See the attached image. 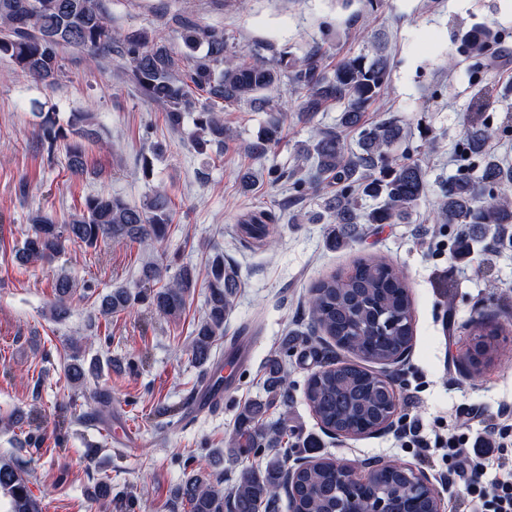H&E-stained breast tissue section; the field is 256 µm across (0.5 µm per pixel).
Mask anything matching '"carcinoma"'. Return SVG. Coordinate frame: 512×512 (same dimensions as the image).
Here are the masks:
<instances>
[{"label":"carcinoma","mask_w":512,"mask_h":512,"mask_svg":"<svg viewBox=\"0 0 512 512\" xmlns=\"http://www.w3.org/2000/svg\"><path fill=\"white\" fill-rule=\"evenodd\" d=\"M187 51L177 53L151 29L126 34L112 27L103 0H0V56L9 58L27 79L46 86L61 76V52L66 48L82 52L89 62L117 52L128 64L127 78L149 101L162 105L167 125L175 130L185 116L197 113L194 147L205 154L213 147L224 148L231 138L224 125V111L249 105L265 108L266 93L287 79L301 99L298 119L310 122L328 103L343 106L337 130L320 132L297 150L298 160L313 161L314 175L307 177L297 168L288 179V206L304 197L315 185L336 180L339 189L327 199L329 223L345 228L365 224H410L426 195V170L409 156L397 152L402 138L399 121L389 116L361 126L363 114L379 100L386 85L390 62L378 53L368 60L350 57L329 68L314 50L304 57L270 63L247 54L226 55L224 32L189 27L182 35ZM494 43L488 30H478L464 42L463 53L482 60ZM39 143L52 151L66 142L68 168L81 173L86 166L82 140H99L96 117L91 112H72L60 124L54 112H37ZM359 129L357 150L348 147L343 132ZM491 131L480 119L466 126L456 149V175L441 187L431 221L439 226L466 228L494 226L495 245L512 248V165L490 155L486 144ZM379 200L378 206L362 214L359 200ZM171 200L157 190L142 205H132L111 194L87 197L79 211L63 223L46 213L32 216V233L16 257L26 264L48 262L70 245L95 247L102 241L162 242L172 223ZM275 214H252L247 224L255 239L263 241ZM206 288V310L198 321L190 353L199 366L212 356L217 339L231 312L239 277L236 268L215 252L204 266H183L172 280L154 290L132 293L120 286L104 295L99 305L107 318L125 311L136 301L149 304L165 319L181 317L198 282ZM51 316L63 319L77 285L66 272L56 275L52 285ZM306 307L311 322L335 341L347 338L364 361L385 363L410 341L405 326L386 333L374 343L377 316L383 312L400 317L412 315V303L403 274L383 257L361 259L344 275L319 280L310 289ZM87 342L74 339L64 350L65 371L71 384L81 386L112 359H86ZM288 370L277 359L269 361L265 387L268 400L250 401L239 408L237 424L228 437L232 456L257 448H275L288 434V416L271 424L261 422L266 409L288 394ZM305 399L323 423L346 431L361 432L383 417L384 396L378 389L376 372L355 362H339L318 376H309ZM287 460L275 454L265 464L242 471L229 489L205 467L186 474L173 491V507L188 512H278L277 490L286 479ZM31 475L9 462H0V494L9 498L10 512H42L40 500L30 487ZM397 512H430V498L414 493L406 479L396 473L382 483ZM297 498L288 499L291 512H342L343 493L336 485V466L319 458L297 476Z\"/></svg>","instance_id":"1"}]
</instances>
